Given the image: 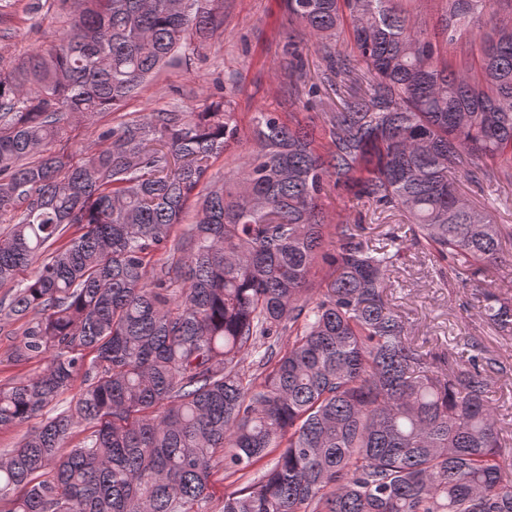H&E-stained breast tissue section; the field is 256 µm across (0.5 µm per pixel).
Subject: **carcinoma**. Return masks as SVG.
<instances>
[{"instance_id":"1","label":"carcinoma","mask_w":512,"mask_h":512,"mask_svg":"<svg viewBox=\"0 0 512 512\" xmlns=\"http://www.w3.org/2000/svg\"><path fill=\"white\" fill-rule=\"evenodd\" d=\"M62 2L69 31L0 65V287L32 270L0 313L25 320L16 357L45 360L0 389V427L84 387L0 457L8 512H207L215 468L239 481L270 455L223 512H512L489 398L512 365L474 338L434 374L386 299L406 240L391 229L371 246L324 211L337 190L401 210L412 245L512 335V279L491 282L503 225L452 180L482 161L512 183V0H441L439 37L396 0H283L339 107L318 126L257 112L253 148L220 184L209 172L240 140L222 96L123 122L102 148H50L191 35L217 34L208 0ZM289 55L294 106L304 63Z\"/></svg>"}]
</instances>
